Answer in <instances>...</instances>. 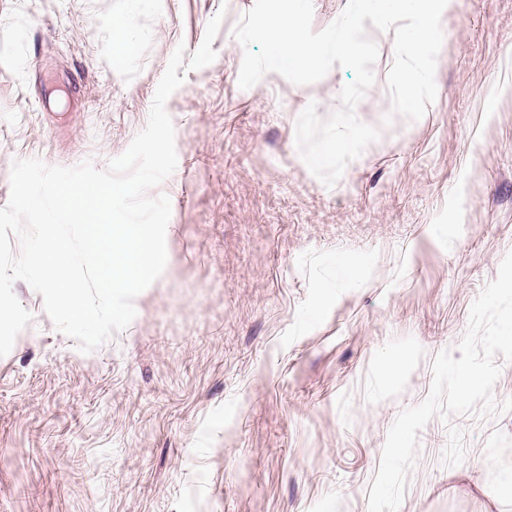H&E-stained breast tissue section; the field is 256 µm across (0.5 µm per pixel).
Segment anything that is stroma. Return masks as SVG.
Returning a JSON list of instances; mask_svg holds the SVG:
<instances>
[{
    "instance_id": "obj_1",
    "label": "stroma",
    "mask_w": 512,
    "mask_h": 512,
    "mask_svg": "<svg viewBox=\"0 0 512 512\" xmlns=\"http://www.w3.org/2000/svg\"><path fill=\"white\" fill-rule=\"evenodd\" d=\"M253 4L0 0V207L15 160L122 155L176 47L225 14L214 62L166 103L167 262L132 323L84 354L13 285L32 322L0 357V512H368L389 428L512 252V0L444 9L437 95L415 122L391 113L394 34L369 29L379 59L355 115L380 137L331 188L295 122L312 102L328 117L352 74L240 89L232 29ZM130 12L123 53L112 20ZM509 469L512 412L434 417L399 512H512Z\"/></svg>"
}]
</instances>
